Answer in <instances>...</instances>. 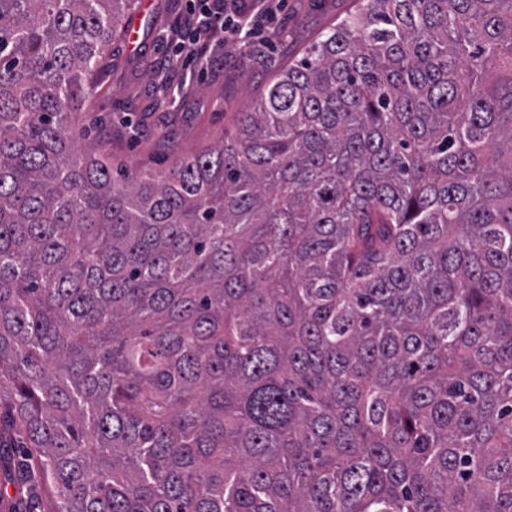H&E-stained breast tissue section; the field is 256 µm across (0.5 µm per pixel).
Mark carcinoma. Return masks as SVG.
<instances>
[{
	"label": "carcinoma",
	"instance_id": "cac0c4a2",
	"mask_svg": "<svg viewBox=\"0 0 512 512\" xmlns=\"http://www.w3.org/2000/svg\"><path fill=\"white\" fill-rule=\"evenodd\" d=\"M135 2L0 0V494L512 512V0H355L159 173L77 135Z\"/></svg>",
	"mask_w": 512,
	"mask_h": 512
}]
</instances>
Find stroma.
<instances>
[{
  "instance_id": "stroma-1",
  "label": "stroma",
  "mask_w": 512,
  "mask_h": 512,
  "mask_svg": "<svg viewBox=\"0 0 512 512\" xmlns=\"http://www.w3.org/2000/svg\"><path fill=\"white\" fill-rule=\"evenodd\" d=\"M353 0H285L282 35L263 34L258 49L216 46L207 71L171 69L168 36L184 19L186 0H138L137 43L121 38L106 52L97 96L78 114L86 143H104L128 169L162 168L231 135L273 72L300 57Z\"/></svg>"
}]
</instances>
